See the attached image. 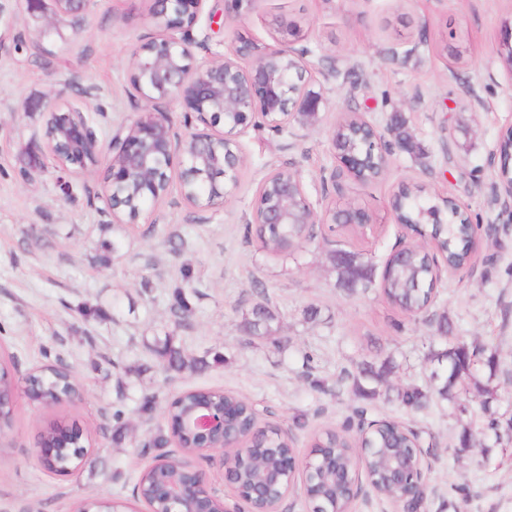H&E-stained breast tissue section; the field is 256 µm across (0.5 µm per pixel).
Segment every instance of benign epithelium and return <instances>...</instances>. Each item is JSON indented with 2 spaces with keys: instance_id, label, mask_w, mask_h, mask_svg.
Returning a JSON list of instances; mask_svg holds the SVG:
<instances>
[{
  "instance_id": "7a95c632",
  "label": "benign epithelium",
  "mask_w": 512,
  "mask_h": 512,
  "mask_svg": "<svg viewBox=\"0 0 512 512\" xmlns=\"http://www.w3.org/2000/svg\"><path fill=\"white\" fill-rule=\"evenodd\" d=\"M26 8L51 22L62 13L81 27L95 0H25ZM206 0H155L152 22L159 34L143 43L135 53L129 69V82L144 101L140 113L117 136L109 155L103 154L96 131L90 125L82 106L69 101L54 102L47 108L45 148L66 178L59 186L67 191L69 179L94 172L105 165L107 181L101 200L112 215V222H135L142 208L128 215L122 208L121 196L132 188L138 189L142 201L162 200L170 185L174 160H179L178 182L184 203L197 210L210 209L218 202L235 196L240 185L244 159L238 137L248 128L264 125L278 132L299 126H312L321 120L325 107L321 94L309 88L311 71L306 60L309 50L296 47L301 41L300 28L292 21L278 25V36L262 48L242 40L225 55L212 58L194 68V49L207 45L208 36L202 25ZM247 59L249 63L241 64ZM180 101L184 112L193 114L212 127L222 126L218 133L193 132L181 137L174 130L163 104L171 99ZM363 128L371 131L361 143L334 148L336 165L323 169L322 183H336L347 173L364 179L372 163L389 169L393 154L403 149L395 140L387 139L377 125L359 115ZM512 180L501 182L490 204L509 209ZM250 224H325L332 232L343 224L366 228L370 216L351 204L333 206L318 214L309 200L299 174L292 168L271 170L259 183ZM234 404L201 406L191 414L169 421L174 443L178 435L189 429L203 436H220L224 447L237 451L236 459H221L224 479L246 504L263 501L260 509L249 512H279L281 502L296 491L306 492V477L313 469H332L336 484L349 489L348 504L364 492L360 479L363 464L355 468L358 479L336 467V463L316 464L317 453L300 462L295 452L279 459L264 477V486H245L234 471L248 460L255 437L236 426ZM402 433L411 441L416 453L412 461L397 460L383 473L384 482L396 487L400 496L389 501L395 512H409L408 504L422 507L428 493L429 458L431 448L424 446L421 433L404 424ZM57 442L40 444L37 458L47 469H57L58 449L74 443L76 430L59 429ZM155 494L184 506L180 512H213L212 503L218 494L209 486L206 474L189 459L184 463L183 479L162 482Z\"/></svg>"
}]
</instances>
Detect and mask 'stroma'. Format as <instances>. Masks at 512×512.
Instances as JSON below:
<instances>
[{
  "label": "stroma",
  "mask_w": 512,
  "mask_h": 512,
  "mask_svg": "<svg viewBox=\"0 0 512 512\" xmlns=\"http://www.w3.org/2000/svg\"><path fill=\"white\" fill-rule=\"evenodd\" d=\"M152 4L96 0L78 30L69 18L47 26L20 0H0V365L20 383L60 356L77 383L72 399L52 407L18 394L0 440V512H75L91 495L132 501L156 454L148 442L168 427L164 407L189 389L248 399L260 423L290 434L306 458L316 434L360 420L350 384L337 381L341 368L386 360L395 369L365 418L401 422L432 443L421 512H512V457L483 431L488 416L512 418V223L481 238L472 265L445 275L417 318L390 305L379 286L347 290L334 261L337 251L356 253L379 277L395 250L417 242L391 213L404 182L455 198L472 223L496 221L488 199L500 180V141L512 130V70L499 53V31L512 18V0H207L215 22L196 63L241 37L269 44L279 20L295 21L310 50L311 87L326 100L321 121L288 133L248 129L239 140L241 185L223 205L190 209L174 183L137 223L116 224L99 198L104 168L73 180L70 193L59 188L43 152L46 109L87 102L91 125L111 148L144 110L128 71L156 33ZM351 112L383 129L401 114L418 149L395 155L382 179L348 176L340 188L323 187L320 172L334 164L333 129ZM274 166L299 173L317 210L364 207L375 230L330 235L318 225L293 255L268 253L245 227L257 184ZM174 233L185 240L177 253L167 244ZM180 287L191 313L176 328L168 314ZM258 303L276 317L263 336L245 328ZM442 313L454 336L497 352L495 377L479 370L469 382L473 394L486 382L497 386L489 411L464 413L434 398L414 412L396 398L400 386L430 388L428 356L446 347L435 328ZM168 332L189 356L212 362L220 354L223 363L164 372L149 347ZM148 397L147 415L140 407ZM118 406L130 423L119 446L112 441ZM56 422L79 427L88 446L82 467L66 476L36 457L41 432ZM466 430L473 441L462 451Z\"/></svg>",
  "instance_id": "obj_1"
}]
</instances>
